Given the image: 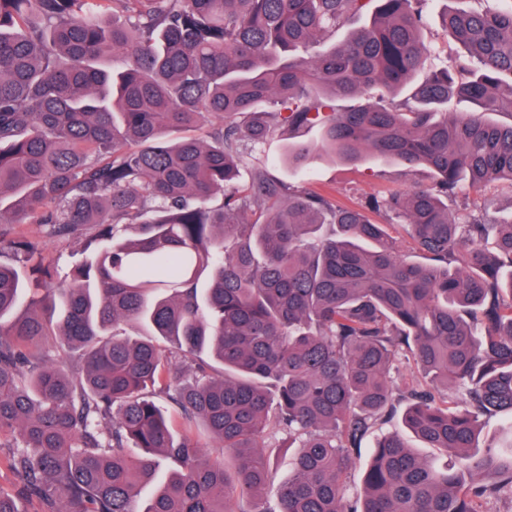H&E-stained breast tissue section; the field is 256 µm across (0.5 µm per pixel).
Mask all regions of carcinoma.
I'll list each match as a JSON object with an SVG mask.
<instances>
[{
    "label": "carcinoma",
    "instance_id": "carcinoma-1",
    "mask_svg": "<svg viewBox=\"0 0 512 512\" xmlns=\"http://www.w3.org/2000/svg\"><path fill=\"white\" fill-rule=\"evenodd\" d=\"M370 1L366 26L326 44ZM429 2L0 0V252L39 253L7 224L87 237L68 280L35 265L43 295L22 314L29 284L0 260V438L21 494L47 512L512 500V442L478 444L482 417L512 413V214L448 211L465 188L512 183V5L447 10L465 53L419 81ZM454 98L472 111H445ZM282 125L318 127L288 143L292 168L391 162L433 183L349 207L260 160L239 182L242 157ZM50 336L75 373L36 351ZM402 355L423 384L394 388ZM399 407L450 463L386 433L351 500L355 449ZM274 430L294 453L273 488ZM163 461L173 470L141 502Z\"/></svg>",
    "mask_w": 512,
    "mask_h": 512
}]
</instances>
